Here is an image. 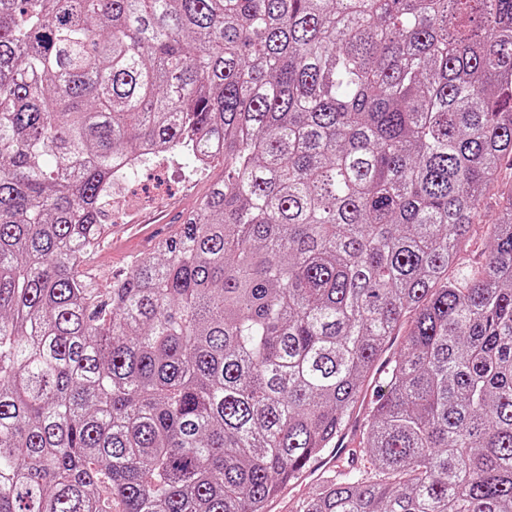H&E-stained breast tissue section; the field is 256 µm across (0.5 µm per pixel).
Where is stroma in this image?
<instances>
[{
	"label": "stroma",
	"mask_w": 512,
	"mask_h": 512,
	"mask_svg": "<svg viewBox=\"0 0 512 512\" xmlns=\"http://www.w3.org/2000/svg\"><path fill=\"white\" fill-rule=\"evenodd\" d=\"M223 171V166L218 165L198 172L188 157L179 154L167 165L145 164L136 177L121 183L126 207L108 209L106 221L112 226V238L86 264L99 287H110L113 278L125 275L141 254L151 250L150 245L131 238L128 225L161 210L165 220L159 223L156 236L162 239L171 235L178 221L194 209Z\"/></svg>",
	"instance_id": "obj_1"
}]
</instances>
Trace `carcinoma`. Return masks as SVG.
Returning a JSON list of instances; mask_svg holds the SVG:
<instances>
[{"label": "carcinoma", "instance_id": "1", "mask_svg": "<svg viewBox=\"0 0 512 512\" xmlns=\"http://www.w3.org/2000/svg\"><path fill=\"white\" fill-rule=\"evenodd\" d=\"M224 165L101 288L104 194ZM512 0H0V512H512ZM492 198V199H489ZM482 206L476 224L473 225V241L470 247L462 254L461 264L451 269L449 275H458L462 270L474 269L483 262L484 251L487 250V224H493L496 218L495 196L489 197ZM384 375H382L375 397L372 400L370 411L373 403L382 389ZM369 411L368 404L365 410L360 413H354L348 423L339 432L337 440L333 448H329L324 454L308 458L303 465L296 470L284 483L280 492L269 502L267 509L269 512H295L299 507V488L304 486L306 482L317 481L325 473L335 470L336 473H346L350 470L359 468L358 444L360 440L361 429L365 423V416ZM370 411L366 417L369 418ZM329 472L325 475L332 474ZM297 488V489H296ZM295 489L297 491H295Z\"/></svg>", "mask_w": 512, "mask_h": 512}]
</instances>
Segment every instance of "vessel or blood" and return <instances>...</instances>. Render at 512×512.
Masks as SVG:
<instances>
[{"instance_id":"1","label":"vessel or blood","mask_w":512,"mask_h":512,"mask_svg":"<svg viewBox=\"0 0 512 512\" xmlns=\"http://www.w3.org/2000/svg\"><path fill=\"white\" fill-rule=\"evenodd\" d=\"M365 423L364 413L353 414L339 432L333 446L324 454L307 459L284 483L280 492L269 502V512H296L299 486L320 479L329 471L346 473L359 466L358 444Z\"/></svg>"}]
</instances>
